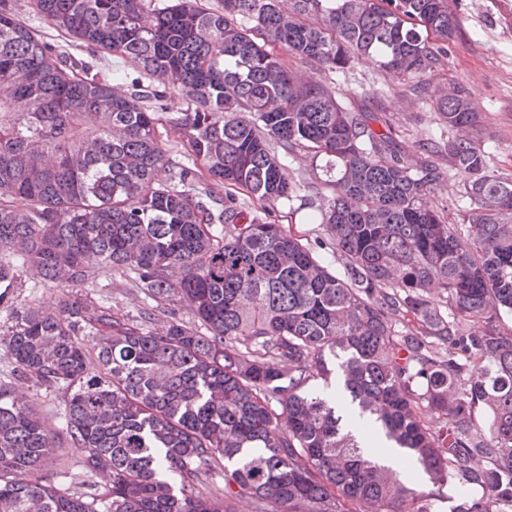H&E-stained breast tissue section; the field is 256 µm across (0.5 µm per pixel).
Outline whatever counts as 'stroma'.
<instances>
[{"mask_svg": "<svg viewBox=\"0 0 512 512\" xmlns=\"http://www.w3.org/2000/svg\"><path fill=\"white\" fill-rule=\"evenodd\" d=\"M454 7L463 19L462 29L425 93L414 92L411 79L382 72L371 60L354 62L342 71L327 70L320 77L344 107L385 115L397 148L412 164L422 156L420 143L446 142L448 127L436 103L448 88L459 87L482 114L474 138L488 153L491 170L512 177V0H454ZM279 158L297 189L292 201L270 212L271 222L291 227L329 269L343 274L344 264L332 252L323 225L306 220L304 202L307 185L317 175L316 159L303 149L280 153ZM81 292L132 317L155 305L127 277L109 269L95 270ZM41 474L70 492L97 494L104 486L100 476L84 468L80 453L65 446L47 457Z\"/></svg>", "mask_w": 512, "mask_h": 512, "instance_id": "obj_1", "label": "stroma"}]
</instances>
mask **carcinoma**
Masks as SVG:
<instances>
[{
	"label": "carcinoma",
	"mask_w": 512,
	"mask_h": 512,
	"mask_svg": "<svg viewBox=\"0 0 512 512\" xmlns=\"http://www.w3.org/2000/svg\"><path fill=\"white\" fill-rule=\"evenodd\" d=\"M6 2L0 349L18 378L66 390L68 442L107 493L38 475L56 434L0 383V512H234L243 498L256 512H438L450 486V512H512V177L490 171L469 136L478 113L449 90L438 110L456 135L422 146L469 200L447 223L428 201L443 168L410 166L385 118L284 59L322 72L372 57L422 91L462 27L448 0H29L71 42L177 90L188 109L167 118L146 106L161 92L64 56ZM163 122L194 166L171 161ZM277 147L326 158L308 220L344 275L220 193L291 200ZM92 265L194 323L153 328L73 292ZM28 268L60 289L54 307L17 304ZM378 444L406 450L428 485L379 463ZM221 467L224 497L198 491Z\"/></svg>",
	"instance_id": "obj_1"
}]
</instances>
